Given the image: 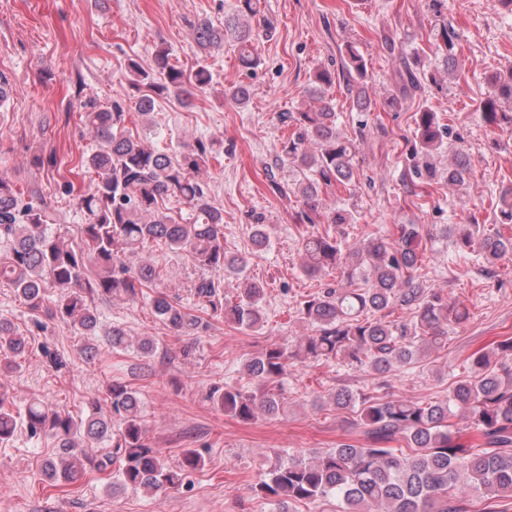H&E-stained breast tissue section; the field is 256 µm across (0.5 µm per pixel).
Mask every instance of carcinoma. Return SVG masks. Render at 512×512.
I'll return each instance as SVG.
<instances>
[{"mask_svg":"<svg viewBox=\"0 0 512 512\" xmlns=\"http://www.w3.org/2000/svg\"><path fill=\"white\" fill-rule=\"evenodd\" d=\"M238 13L224 20V28L205 23L197 29L204 50L232 42L241 66L253 70L260 58L253 48L252 28L243 22L257 11V0H238ZM454 29L442 27L436 36L437 50L454 58ZM134 84L145 87L135 102L136 111L148 117L154 95L176 88L186 96L210 82V73L200 65L187 73L170 63L169 52H154V67L143 69L129 60ZM342 69L352 77L365 74L359 52L347 48ZM403 84L390 95L393 105L421 86L410 67ZM495 94L485 101L482 119L489 125L512 114L497 111L496 100L512 101V74L491 78ZM124 101L100 109L88 105L85 123L98 139L99 148L79 158L77 166L92 174L85 191L74 196L83 213L81 243L73 247L59 239L49 224L45 209L25 203L7 177L0 175V283L14 288L32 310L42 307L50 288L59 293L47 314L69 321L94 336L99 324L97 310L88 299L125 296L135 300L145 288L155 287L158 275L147 263L129 264L130 258L149 241H162L169 248L187 251L197 265L210 272L196 286L199 302L217 310L224 306V320L245 329L263 323L264 288L242 278L248 260L224 252V210L212 204L197 180L224 145L203 142L176 155L145 145L126 127ZM282 123L297 132L288 140L285 153L303 178L292 183L295 193L308 201L322 186L346 184L353 177V144L337 129L336 106L325 101L307 112H282ZM413 155L418 176H434L431 164L443 145L449 128L434 112L423 111L416 119ZM470 168L463 153L448 165V183L464 185ZM175 195L189 207L186 217L175 218L162 207L164 198ZM499 223L512 224V187L503 190L497 204ZM327 224H348L352 214L330 204L324 208ZM421 232L417 224L399 225L398 235L388 242L370 238L351 246L328 232L306 237L301 244L304 271L316 274L340 264L346 269V284L326 288L301 303L299 314L313 333L301 336L294 347L272 344L243 363L247 383L215 388L211 399L242 422L258 416L277 418L284 407V383L294 361L336 363L357 370L387 374L433 350L445 346L448 327L460 325L468 312L442 292L414 285ZM453 245L488 263L512 256V235L485 224L457 227ZM239 282L234 300L220 304L219 276ZM155 314L171 329L185 332L197 325L194 316L163 292L152 298ZM397 306L405 316L386 320L385 311ZM29 341L0 318V372L21 367ZM512 356V338L481 351L469 361L464 378L448 388V398L427 403L402 398L357 393L340 388L327 403L338 410H357L365 443L344 441L322 453L274 451L275 463L265 478L254 485L255 494L274 506V512H297V506L336 500V512H507L500 502L512 499V367L501 359ZM111 413L92 403V413L76 420L39 400L30 401L23 412H14L0 395V443L11 441L20 428L35 436L48 433L59 442L58 460L49 462L47 475L73 477L82 459H90L78 435L97 442L96 465L100 471L112 466L113 482L123 489L156 492L177 487L188 474L204 465L194 449L183 451L179 468L171 467L162 451L146 443L139 393L114 384L107 393ZM463 416L481 442L467 447L456 441L451 419Z\"/></svg>","mask_w":512,"mask_h":512,"instance_id":"obj_1","label":"carcinoma"}]
</instances>
